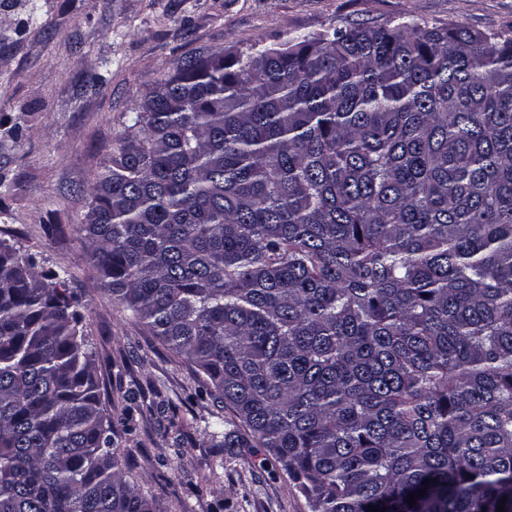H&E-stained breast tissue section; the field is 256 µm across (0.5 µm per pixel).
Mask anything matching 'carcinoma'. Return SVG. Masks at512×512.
I'll return each mask as SVG.
<instances>
[{"label":"carcinoma","mask_w":512,"mask_h":512,"mask_svg":"<svg viewBox=\"0 0 512 512\" xmlns=\"http://www.w3.org/2000/svg\"><path fill=\"white\" fill-rule=\"evenodd\" d=\"M133 113L77 232L311 512H512V34L191 55ZM50 278L0 240V512H161Z\"/></svg>","instance_id":"cac0c4a2"}]
</instances>
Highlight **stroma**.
Here are the masks:
<instances>
[{
	"label": "stroma",
	"mask_w": 512,
	"mask_h": 512,
	"mask_svg": "<svg viewBox=\"0 0 512 512\" xmlns=\"http://www.w3.org/2000/svg\"><path fill=\"white\" fill-rule=\"evenodd\" d=\"M512 31V0H0V240L80 301L121 467L165 512H310L265 448H216L193 369L113 304L75 227L135 100L188 53L255 51L394 19Z\"/></svg>",
	"instance_id": "1"
}]
</instances>
